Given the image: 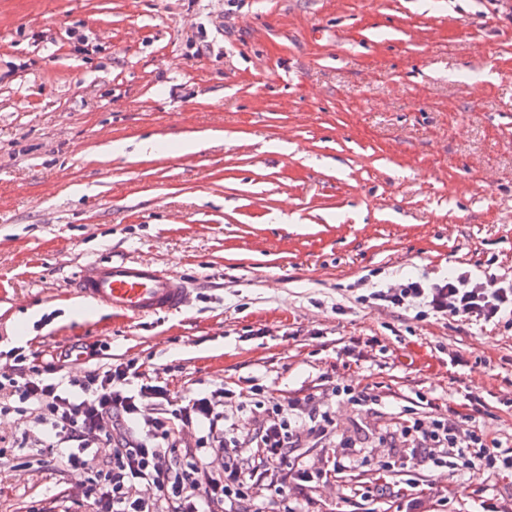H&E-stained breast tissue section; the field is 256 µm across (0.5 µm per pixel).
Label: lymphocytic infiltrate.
Segmentation results:
<instances>
[{"mask_svg": "<svg viewBox=\"0 0 512 512\" xmlns=\"http://www.w3.org/2000/svg\"><path fill=\"white\" fill-rule=\"evenodd\" d=\"M374 300L395 308L419 305L427 312L480 326L512 318V282L475 279L460 273L431 282L410 280L398 287L378 290ZM90 344L60 351L42 369L23 368L25 355L16 352L13 373L0 372V405L15 402L19 416L35 414L41 435L35 448L52 455L67 448L71 467L89 472L82 495L92 512H252L250 489L273 485L285 493L289 483L327 478L342 468L340 458L321 466L306 464L296 452L305 438L323 432L315 411L299 416L295 400L265 408L248 440L254 450L250 465L238 459L237 449L182 448L176 435L194 427L207 435L224 428V413L216 397L188 400L143 378L136 361L110 363L88 371L73 386L59 377L66 363L95 358ZM409 459L419 465L446 466L442 448L475 449L474 468L481 474L512 471V455L490 451L484 435L459 434L447 416L417 418L403 426ZM108 454H99V447ZM287 464L278 482H270L273 463Z\"/></svg>", "mask_w": 512, "mask_h": 512, "instance_id": "lymphocytic-infiltrate-1", "label": "lymphocytic infiltrate"}]
</instances>
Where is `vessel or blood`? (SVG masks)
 <instances>
[{
	"label": "vessel or blood",
	"mask_w": 512,
	"mask_h": 512,
	"mask_svg": "<svg viewBox=\"0 0 512 512\" xmlns=\"http://www.w3.org/2000/svg\"><path fill=\"white\" fill-rule=\"evenodd\" d=\"M72 286L87 303L130 318L183 310L193 294L177 273L124 258L91 264L77 273Z\"/></svg>",
	"instance_id": "obj_1"
}]
</instances>
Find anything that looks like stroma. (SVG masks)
<instances>
[{
  "instance_id": "stroma-1",
  "label": "stroma",
  "mask_w": 512,
  "mask_h": 512,
  "mask_svg": "<svg viewBox=\"0 0 512 512\" xmlns=\"http://www.w3.org/2000/svg\"><path fill=\"white\" fill-rule=\"evenodd\" d=\"M101 258L181 275L191 305L77 314ZM452 268L512 278V0H0L1 362L101 345L175 396L231 390L228 439L257 400L319 398L304 453L344 469L258 512H512V472L384 446L475 395L470 426L512 447V323L370 298ZM347 385L376 411L329 398ZM37 435L0 416V512H89Z\"/></svg>"
}]
</instances>
